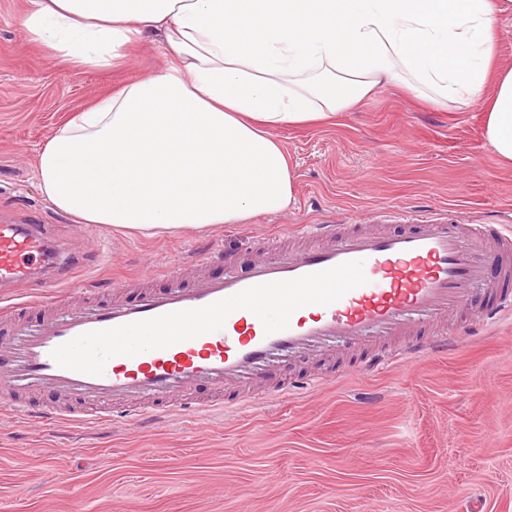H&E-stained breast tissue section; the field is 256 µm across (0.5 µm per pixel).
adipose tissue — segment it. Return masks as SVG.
Listing matches in <instances>:
<instances>
[{
  "mask_svg": "<svg viewBox=\"0 0 512 512\" xmlns=\"http://www.w3.org/2000/svg\"><path fill=\"white\" fill-rule=\"evenodd\" d=\"M512 0H26L30 38L76 67L116 66L161 37L176 57L72 114L38 158L40 188L86 224L145 235L285 210L293 175L271 129L332 121L376 86L482 105L512 164Z\"/></svg>",
  "mask_w": 512,
  "mask_h": 512,
  "instance_id": "1",
  "label": "adipose tissue"
}]
</instances>
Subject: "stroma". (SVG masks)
Masks as SVG:
<instances>
[{"label": "stroma", "instance_id": "stroma-1", "mask_svg": "<svg viewBox=\"0 0 512 512\" xmlns=\"http://www.w3.org/2000/svg\"><path fill=\"white\" fill-rule=\"evenodd\" d=\"M24 0H0V217L47 224L83 256L76 281L136 276L189 253L253 258L261 236L299 224H371L435 213L512 225V168L484 136L479 106L437 104L384 83L334 123L282 128L294 199L241 224L145 236L98 225L69 234L42 194L37 160L71 113L166 69L150 38L122 65L80 69L30 40ZM380 338L332 341L225 388L236 406L153 426L61 422L0 412V512H512V313L453 348L375 372ZM309 380L293 388L294 377ZM285 394L271 398L272 390Z\"/></svg>", "mask_w": 512, "mask_h": 512}]
</instances>
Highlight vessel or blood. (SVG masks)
I'll use <instances>...</instances> for the list:
<instances>
[{"label":"vessel or blood","mask_w":512,"mask_h":512,"mask_svg":"<svg viewBox=\"0 0 512 512\" xmlns=\"http://www.w3.org/2000/svg\"><path fill=\"white\" fill-rule=\"evenodd\" d=\"M299 233L309 238V246L281 250L269 245L262 259L240 270L202 274L187 283L167 267L160 272L167 286L116 281L112 288L119 291L118 299L95 300L53 316L47 312L52 291L78 266V256L47 225L1 221L0 288L38 287L30 299L0 306V321L12 320L15 330L0 337V392L10 396L8 409L42 424H94L112 421V408L119 404L124 421L144 424L156 419L157 399L175 395L181 399L178 413L196 416L218 406L214 400L194 399L199 386L223 391L225 384L248 379L270 362L307 353L323 341L338 338L359 346L368 336L406 337L402 348L369 358L370 369L447 350L455 339L453 318L478 285L493 284L499 290L484 311L486 317L512 310V233L495 225L424 219L403 231L382 224H305ZM349 261L362 262L366 283L329 305L298 309L283 331L266 334L256 315L239 309L221 330L133 357H112L99 376L63 368L51 356L55 348L87 332L204 307L255 285ZM420 317L436 322V334L409 338ZM23 389L46 395L51 407L16 399Z\"/></svg>","instance_id":"vessel-or-blood-1"}]
</instances>
